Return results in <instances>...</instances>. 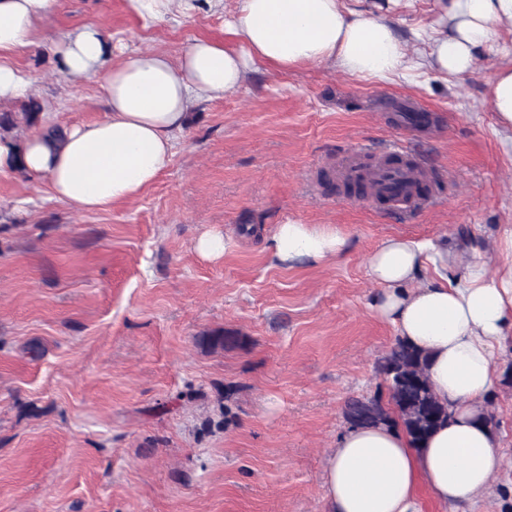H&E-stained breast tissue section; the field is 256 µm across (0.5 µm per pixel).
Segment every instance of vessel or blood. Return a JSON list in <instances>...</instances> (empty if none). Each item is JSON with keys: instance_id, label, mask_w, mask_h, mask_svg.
I'll list each match as a JSON object with an SVG mask.
<instances>
[{"instance_id": "obj_1", "label": "vessel or blood", "mask_w": 512, "mask_h": 512, "mask_svg": "<svg viewBox=\"0 0 512 512\" xmlns=\"http://www.w3.org/2000/svg\"><path fill=\"white\" fill-rule=\"evenodd\" d=\"M404 155L403 149L389 147L376 161L368 163L361 155L353 154L346 158L342 174L346 180L365 184L371 197L390 199L409 209H426L432 203L431 197L413 193L422 174L421 168L407 163Z\"/></svg>"}]
</instances>
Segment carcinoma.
I'll return each instance as SVG.
<instances>
[{
    "instance_id": "obj_1",
    "label": "carcinoma",
    "mask_w": 512,
    "mask_h": 512,
    "mask_svg": "<svg viewBox=\"0 0 512 512\" xmlns=\"http://www.w3.org/2000/svg\"><path fill=\"white\" fill-rule=\"evenodd\" d=\"M426 357L402 341L377 361L376 370L387 384L389 403L381 396L352 398L344 418L352 426L399 419L410 441L418 445L448 419V408L436 398L425 373Z\"/></svg>"
}]
</instances>
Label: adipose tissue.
<instances>
[{
    "instance_id": "1",
    "label": "adipose tissue",
    "mask_w": 512,
    "mask_h": 512,
    "mask_svg": "<svg viewBox=\"0 0 512 512\" xmlns=\"http://www.w3.org/2000/svg\"><path fill=\"white\" fill-rule=\"evenodd\" d=\"M53 0H0V100L33 87L15 62L35 42ZM213 0H125L143 26L171 12L189 17ZM448 30L432 40V69L461 76L493 48L512 0H448ZM227 40L199 39L179 60L147 49L113 61L105 30L87 26L58 40L61 74L102 75L103 119L29 138L0 139V170L48 180L51 196L82 210L140 196L169 166L175 137L197 99L236 92L248 73L332 61L357 78L387 79L412 68L389 17L344 8L340 0H239ZM347 238L329 227L289 221L266 241L284 266L320 264L341 255ZM507 262L490 272L482 253L458 262L430 239L390 238L368 257L379 290L372 312L427 358L426 375L448 408L447 422L412 445L397 423L351 426L337 438L322 473L325 512H423L422 491L450 507L474 505L504 463L500 440L482 417L501 376L499 350L512 336V232L499 238ZM430 270L420 280L422 270Z\"/></svg>"
}]
</instances>
